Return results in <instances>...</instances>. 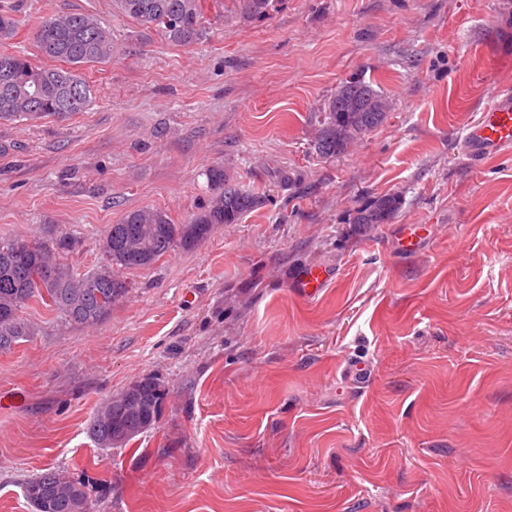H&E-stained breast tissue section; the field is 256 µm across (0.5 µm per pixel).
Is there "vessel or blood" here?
Instances as JSON below:
<instances>
[{"label":"vessel or blood","instance_id":"vessel-or-blood-1","mask_svg":"<svg viewBox=\"0 0 512 512\" xmlns=\"http://www.w3.org/2000/svg\"><path fill=\"white\" fill-rule=\"evenodd\" d=\"M467 155L480 160L512 150V92H496L472 122L463 139ZM329 279L327 271L309 268L299 274L293 286L303 296L314 297Z\"/></svg>","mask_w":512,"mask_h":512}]
</instances>
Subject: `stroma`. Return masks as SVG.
<instances>
[{"label":"stroma","mask_w":512,"mask_h":512,"mask_svg":"<svg viewBox=\"0 0 512 512\" xmlns=\"http://www.w3.org/2000/svg\"><path fill=\"white\" fill-rule=\"evenodd\" d=\"M7 50L42 18L96 15L124 53L81 74L88 111L0 119V238L71 234L86 273L130 211L186 223L223 164L266 194L240 223L123 271L129 294L83 327L34 301L0 352V512H32L47 467L97 512H512V151L477 161L465 129L512 89V0H276L206 10L177 46L112 0H0ZM356 75L386 122L316 155L322 105ZM401 197L367 234L350 218ZM425 226L417 252L398 243ZM331 278L318 299L292 280ZM168 395L123 448L91 418L132 381ZM330 275L320 268H309L299 274L293 282L296 288L305 297H314L324 287Z\"/></svg>","instance_id":"1"}]
</instances>
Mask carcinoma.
Returning a JSON list of instances; mask_svg holds the SVG:
<instances>
[{
	"label": "carcinoma",
	"mask_w": 512,
	"mask_h": 512,
	"mask_svg": "<svg viewBox=\"0 0 512 512\" xmlns=\"http://www.w3.org/2000/svg\"><path fill=\"white\" fill-rule=\"evenodd\" d=\"M206 0H113L115 8L138 25L158 32L174 45H191L206 34ZM273 0H238L243 18L263 15ZM17 35V21L0 13V43ZM34 41L41 56L53 65H40L24 51H0V119L66 118L90 109L93 89L80 73L89 63H105L119 53L112 34L94 16L70 12L40 21ZM386 97L372 83L351 77L340 83L324 102V122L314 141L316 155L336 158L383 124ZM214 195L209 206L186 224H174L158 209L129 212L110 225L104 237L112 240L105 263L85 274L63 262L76 240L67 235L50 238L0 239V351H7L33 335L22 310L32 301L61 312L69 321L94 327L110 313L100 314L98 295L112 296L117 304L129 285L115 268L149 266L181 246L204 241L216 224H237L247 213L263 206V193L243 188L222 165L206 173ZM401 200L391 194L356 212L353 223L386 224L395 217ZM166 396L162 386L143 379L122 396L110 399L93 417L88 432L101 448L122 447L156 421ZM33 512H94L83 486L62 470L48 467L23 486Z\"/></svg>",
	"instance_id": "carcinoma-1"
}]
</instances>
